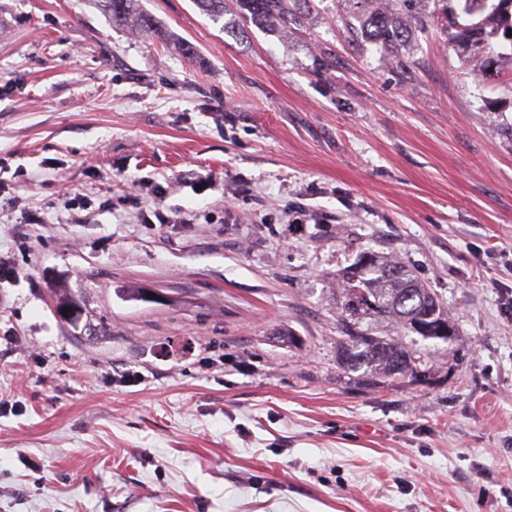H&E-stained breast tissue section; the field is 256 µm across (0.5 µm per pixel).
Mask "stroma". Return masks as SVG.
Instances as JSON below:
<instances>
[{
	"label": "stroma",
	"instance_id": "obj_1",
	"mask_svg": "<svg viewBox=\"0 0 512 512\" xmlns=\"http://www.w3.org/2000/svg\"><path fill=\"white\" fill-rule=\"evenodd\" d=\"M139 7L154 32L0 0V512H512L504 40L476 77L438 22L349 38L351 0L285 30ZM369 251L454 322L425 378L336 363Z\"/></svg>",
	"mask_w": 512,
	"mask_h": 512
}]
</instances>
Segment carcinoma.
<instances>
[{
  "label": "carcinoma",
  "instance_id": "cac0c4a2",
  "mask_svg": "<svg viewBox=\"0 0 512 512\" xmlns=\"http://www.w3.org/2000/svg\"><path fill=\"white\" fill-rule=\"evenodd\" d=\"M426 1L440 5L447 0H358L373 4L361 27L350 33L377 46L400 43L425 29L429 15L417 4ZM112 18V24L130 23L149 33L153 18L138 9L137 0H95ZM240 10L254 23L272 29H288L300 22L302 13L311 8L312 0H235ZM197 7L214 21L224 18V0H195ZM468 13L485 14L479 26L464 27L454 38L479 54L496 34L512 30V0H464ZM376 263L362 265V259L338 274L341 293L337 359L346 373L357 374V382L374 385L376 381L398 375L403 364L415 378L421 373V360L416 351L401 339L380 334L375 323L393 324L414 333L412 322L434 323L442 320L453 326L435 291L405 264L386 256H375Z\"/></svg>",
  "mask_w": 512,
  "mask_h": 512
}]
</instances>
